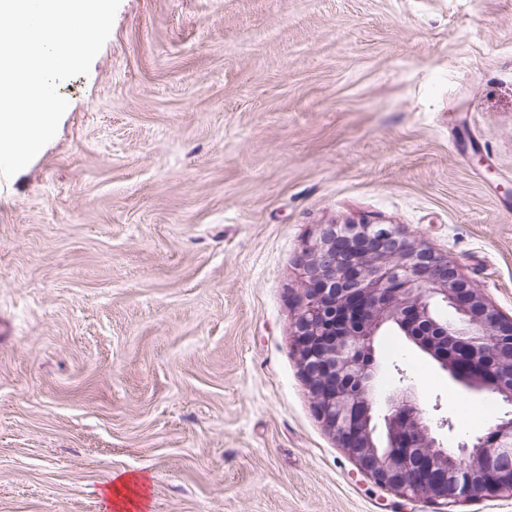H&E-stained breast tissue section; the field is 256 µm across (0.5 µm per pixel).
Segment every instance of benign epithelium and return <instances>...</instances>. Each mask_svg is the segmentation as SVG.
Instances as JSON below:
<instances>
[{"label":"benign epithelium","mask_w":512,"mask_h":512,"mask_svg":"<svg viewBox=\"0 0 512 512\" xmlns=\"http://www.w3.org/2000/svg\"><path fill=\"white\" fill-rule=\"evenodd\" d=\"M292 327L301 373L323 427L381 489L452 512L477 496H512V316L448 256L368 220L327 224L298 258ZM395 327L471 389L509 407L487 435L450 451L406 389L387 398L377 434L374 340ZM492 350L494 359L486 357Z\"/></svg>","instance_id":"7a95c632"}]
</instances>
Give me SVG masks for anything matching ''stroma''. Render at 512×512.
<instances>
[{"label": "stroma", "mask_w": 512, "mask_h": 512, "mask_svg": "<svg viewBox=\"0 0 512 512\" xmlns=\"http://www.w3.org/2000/svg\"><path fill=\"white\" fill-rule=\"evenodd\" d=\"M0 177V512H431L324 429L292 345L326 224H393L512 315V0H121ZM445 447L504 413L400 332ZM483 410L468 418L470 406ZM138 481L135 476H122L105 486L107 500L116 511H143L144 496L131 487L132 484L138 486Z\"/></svg>", "instance_id": "1"}]
</instances>
